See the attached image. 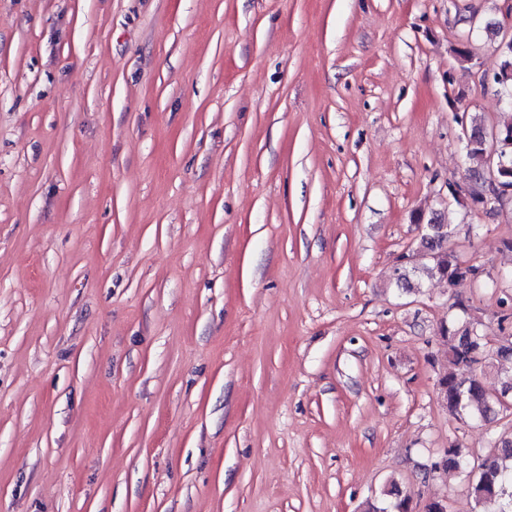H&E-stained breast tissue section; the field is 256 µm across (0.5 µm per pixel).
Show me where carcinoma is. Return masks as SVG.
<instances>
[{
    "label": "carcinoma",
    "instance_id": "cac0c4a2",
    "mask_svg": "<svg viewBox=\"0 0 512 512\" xmlns=\"http://www.w3.org/2000/svg\"><path fill=\"white\" fill-rule=\"evenodd\" d=\"M505 60L495 75L503 81L494 83L496 92L501 97H512V46L503 50ZM467 158L473 167L471 175L482 176L488 164L487 153L476 142L467 148ZM427 247L432 253L431 263L421 269L428 278H441L453 285L459 280L473 276L474 267L468 266L452 250L447 242L431 237ZM442 337L448 339V363L454 369L446 372L439 379L442 402L448 413L457 416L471 414L485 417L492 411L495 398L484 389L477 372L487 366L489 356L478 358L476 350L486 349L488 341L468 325L441 326ZM469 467V461L463 450L456 445L449 446L443 455L434 462L435 470H459ZM471 493L476 505L491 512H512V439L498 447L478 466V471L471 484ZM383 496L389 500V507L370 506V512H411V496L404 492L397 483H390Z\"/></svg>",
    "mask_w": 512,
    "mask_h": 512
}]
</instances>
